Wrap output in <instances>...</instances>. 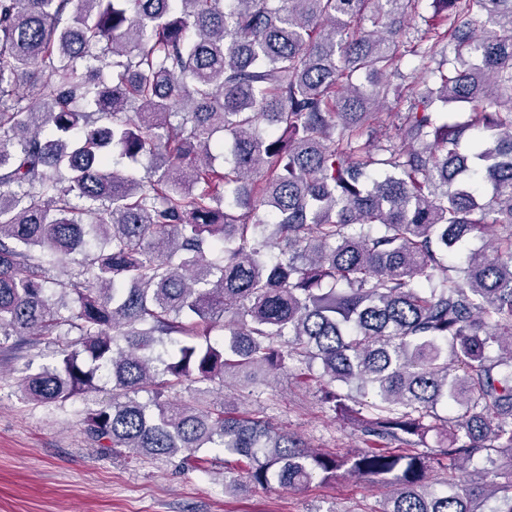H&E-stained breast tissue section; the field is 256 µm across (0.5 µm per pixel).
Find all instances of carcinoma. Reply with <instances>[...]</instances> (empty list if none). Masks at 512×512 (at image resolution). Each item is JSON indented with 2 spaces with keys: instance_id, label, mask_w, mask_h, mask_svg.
I'll return each mask as SVG.
<instances>
[{
  "instance_id": "obj_1",
  "label": "carcinoma",
  "mask_w": 512,
  "mask_h": 512,
  "mask_svg": "<svg viewBox=\"0 0 512 512\" xmlns=\"http://www.w3.org/2000/svg\"><path fill=\"white\" fill-rule=\"evenodd\" d=\"M418 3L0 0V341L55 355L24 400L105 370L83 418L103 450L194 469L220 448L259 485L384 479L382 512H512V0H432L421 27ZM289 362L319 363L320 404L371 446L173 400ZM451 467L476 478L434 487Z\"/></svg>"
}]
</instances>
